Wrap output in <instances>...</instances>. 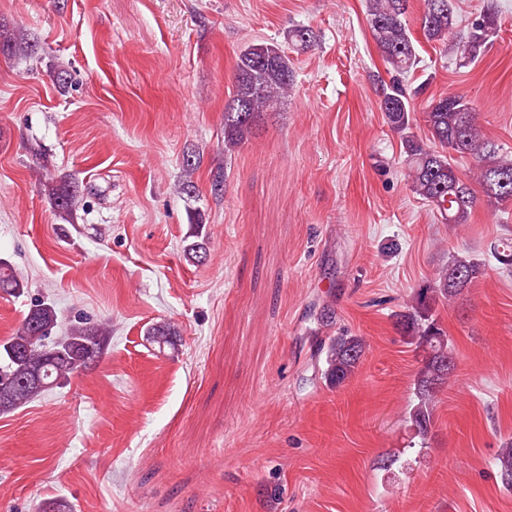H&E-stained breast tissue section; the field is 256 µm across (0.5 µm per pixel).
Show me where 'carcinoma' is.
<instances>
[{
	"instance_id": "obj_1",
	"label": "carcinoma",
	"mask_w": 512,
	"mask_h": 512,
	"mask_svg": "<svg viewBox=\"0 0 512 512\" xmlns=\"http://www.w3.org/2000/svg\"><path fill=\"white\" fill-rule=\"evenodd\" d=\"M419 18L424 37L448 47V54L465 66L483 58L492 48L497 29L492 16L474 20L464 33L455 31L451 0H425ZM410 0H368V16L373 39L391 69L403 75L417 64V54L407 23ZM293 45L308 48L316 42L313 30L294 29ZM36 44L21 31L0 33V51L35 52ZM294 69L288 54L276 42L246 46L235 67L233 95L224 108V151L231 152L248 141L258 119L275 112L288 97ZM380 109L392 132L403 145L413 193L433 206L445 224H466L478 197L470 183L461 178L452 164V154L469 157L475 163L473 178L482 188L489 206L496 210L512 207V152H504L485 138L477 123V113L464 95L450 93L432 99L424 112L430 138L413 132V109L406 89L393 80L382 89ZM199 161L183 158L181 193L196 192L193 175ZM55 207L71 216L81 194L75 185L49 188ZM493 257L504 268H512V239L493 247ZM485 262L465 254H451L436 276L422 285L406 310L395 314L396 325L408 344L422 353V366L413 388L409 420L421 444L431 434L439 394L448 386L455 365L448 336L441 327L436 308L456 303L465 290L483 274ZM24 283L11 266L0 261V292L17 294ZM60 324L54 305L34 303L12 336L0 340V413H9L37 399L88 368L101 358L108 339L99 324L80 322L66 328L64 335L51 331ZM148 336L162 346L175 344L176 331L167 325L149 329ZM366 344L359 336H338L326 352V378L337 386L358 371ZM493 465L502 488L512 491V439L502 443Z\"/></svg>"
}]
</instances>
